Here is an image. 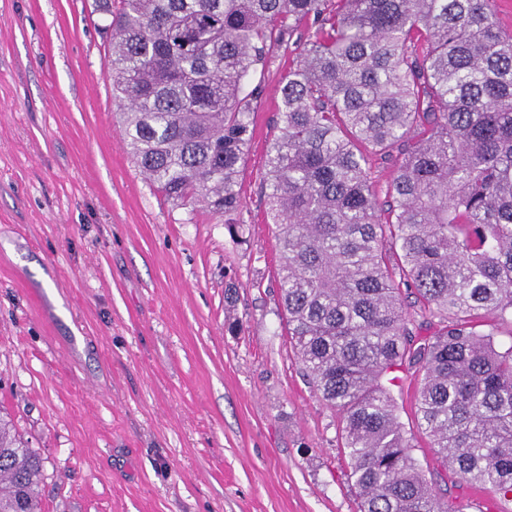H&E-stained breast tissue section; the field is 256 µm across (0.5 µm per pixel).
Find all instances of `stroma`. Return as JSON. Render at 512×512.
Listing matches in <instances>:
<instances>
[{
  "label": "stroma",
  "instance_id": "stroma-1",
  "mask_svg": "<svg viewBox=\"0 0 512 512\" xmlns=\"http://www.w3.org/2000/svg\"><path fill=\"white\" fill-rule=\"evenodd\" d=\"M95 0H0V412L44 461V512H358L338 414L287 336L261 184L275 52L235 230L133 163ZM463 512L491 489L434 472ZM481 510H474L472 499Z\"/></svg>",
  "mask_w": 512,
  "mask_h": 512
}]
</instances>
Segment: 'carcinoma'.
<instances>
[{
  "label": "carcinoma",
  "instance_id": "carcinoma-1",
  "mask_svg": "<svg viewBox=\"0 0 512 512\" xmlns=\"http://www.w3.org/2000/svg\"><path fill=\"white\" fill-rule=\"evenodd\" d=\"M106 76L141 172L234 225L273 50L280 86L264 196L288 339L339 412L360 512L448 508L384 378L421 374L435 461L512 504V34L492 0H102ZM311 21L307 36L300 24ZM396 161L383 208L369 157ZM413 295L433 332L404 305ZM43 462L0 421V512H41Z\"/></svg>",
  "mask_w": 512,
  "mask_h": 512
}]
</instances>
